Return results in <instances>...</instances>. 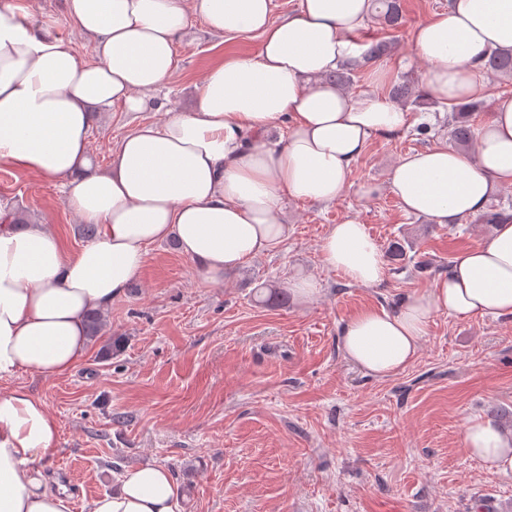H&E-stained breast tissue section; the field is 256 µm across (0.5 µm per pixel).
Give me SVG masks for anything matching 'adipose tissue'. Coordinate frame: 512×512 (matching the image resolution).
Segmentation results:
<instances>
[{
    "label": "adipose tissue",
    "instance_id": "ef3b65f1",
    "mask_svg": "<svg viewBox=\"0 0 512 512\" xmlns=\"http://www.w3.org/2000/svg\"><path fill=\"white\" fill-rule=\"evenodd\" d=\"M93 61L48 25H34L25 0H0V161L62 181L64 202L93 239L66 250L46 225H0V512H73L54 488L46 459L59 425L43 400L14 378H55L86 356V319L125 295L151 245L173 239L210 282H223L287 238L284 203L339 199L372 137L395 135L409 115L389 95L352 97L325 81L358 56L371 0H299L273 18V0H65ZM227 38L257 35V54L211 67L190 112H169L122 138L107 170L93 169L96 114L142 112L177 67L176 45L191 18ZM411 55L425 64L427 97L483 98L481 55L512 49V0H449L414 29ZM290 120L286 139L272 136ZM512 184V95L497 96L474 152L434 146L401 158L388 188L410 215L448 226L481 212ZM323 264L351 284L382 282L386 257L358 220L333 225ZM512 316V223L464 251L433 288L394 311L372 308L342 326L343 356L387 378L409 366L434 315ZM465 451L490 471L512 473V432L471 420ZM89 512H180L179 487L163 465L124 469Z\"/></svg>",
    "mask_w": 512,
    "mask_h": 512
}]
</instances>
